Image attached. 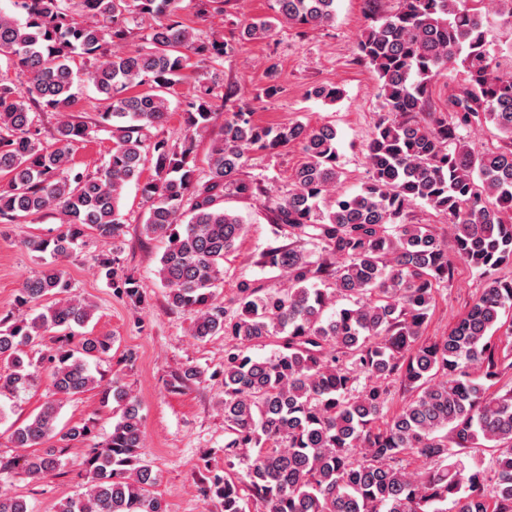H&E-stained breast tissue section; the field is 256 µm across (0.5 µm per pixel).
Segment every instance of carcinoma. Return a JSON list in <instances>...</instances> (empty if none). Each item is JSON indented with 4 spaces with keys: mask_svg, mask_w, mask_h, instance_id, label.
I'll use <instances>...</instances> for the list:
<instances>
[{
    "mask_svg": "<svg viewBox=\"0 0 512 512\" xmlns=\"http://www.w3.org/2000/svg\"><path fill=\"white\" fill-rule=\"evenodd\" d=\"M12 2L14 11L0 10V63L22 82L0 81V223L58 210L66 228L25 241L41 270L23 279L16 312L0 318V396L15 398L43 379L66 397L100 387L119 414L100 443L90 419L59 426L56 399L13 425L14 446L33 449L22 461L35 480L59 475L66 449L85 448L83 485L50 512H168L145 457L136 396L123 378L93 372L115 337L76 333L93 305L63 267L89 231L120 239V203L132 182L145 206L141 233L168 242L158 267L168 305L193 315L196 339L230 341L219 402L224 460H246L245 485L266 512H512V388L491 392L512 370L494 339L500 331L512 337V278L498 275L512 265V63L497 55L487 24L493 10L512 34V0H397L389 11L365 0L368 25L354 55L374 74L384 114L365 146L368 180L324 208L340 177L331 125H263L243 107L225 113L238 89L202 84L184 102L181 143L151 130L167 122L168 95L190 59L213 68L279 25L323 27L336 17V0H270L272 15L228 40L185 25L181 0ZM137 17L149 21L148 32L131 27ZM77 57L80 80L103 104L89 121L71 114ZM450 65L464 80L448 94L449 120L431 86ZM221 115L203 174L197 141ZM474 125L493 128L498 146L472 151L459 129ZM100 132L112 141L107 157L94 171L75 169L76 147ZM293 144L305 161L268 210L294 241L261 255L286 286L244 284L230 310L219 299L224 259L245 227L224 200L265 195L260 181L241 176L249 154ZM147 164L154 176L142 183ZM418 204L448 223L454 257L431 225L407 222ZM310 241L326 258L312 260ZM457 261L487 277L486 286L448 335L427 341L433 293ZM98 267L116 295L145 303L117 252L101 255ZM339 297L349 305L335 308ZM268 341L271 356L249 353ZM387 379L410 392L388 418ZM175 380L201 384L206 371L187 366ZM487 451L491 485L480 468ZM408 456L423 466L408 470ZM203 493L220 499L223 512H246L228 474L209 477ZM0 512L31 510L0 491Z\"/></svg>",
    "mask_w": 512,
    "mask_h": 512,
    "instance_id": "obj_1",
    "label": "carcinoma"
}]
</instances>
